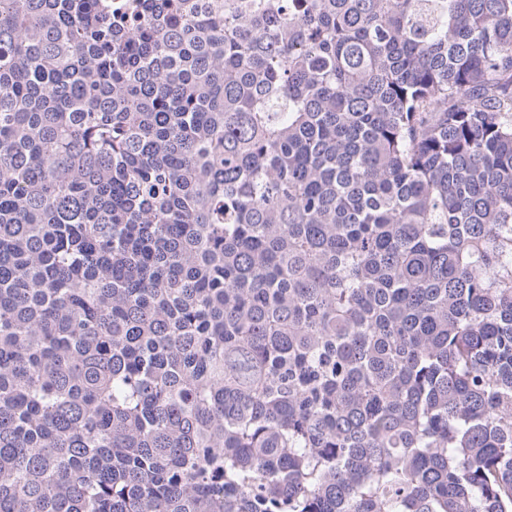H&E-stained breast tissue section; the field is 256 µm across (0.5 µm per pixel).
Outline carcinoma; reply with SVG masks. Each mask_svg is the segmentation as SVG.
I'll return each instance as SVG.
<instances>
[{
  "mask_svg": "<svg viewBox=\"0 0 512 512\" xmlns=\"http://www.w3.org/2000/svg\"><path fill=\"white\" fill-rule=\"evenodd\" d=\"M0 512H512V0H0Z\"/></svg>",
  "mask_w": 512,
  "mask_h": 512,
  "instance_id": "carcinoma-1",
  "label": "carcinoma"
}]
</instances>
